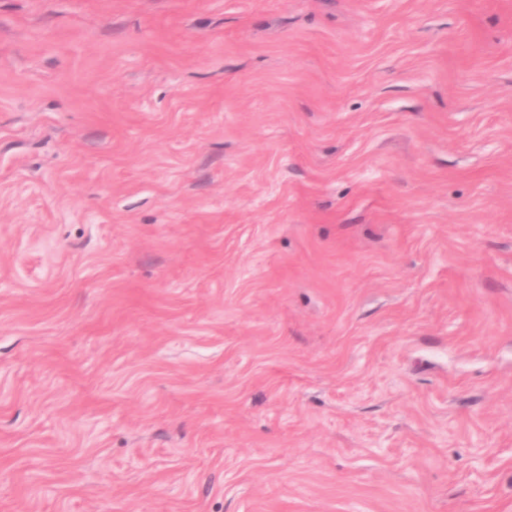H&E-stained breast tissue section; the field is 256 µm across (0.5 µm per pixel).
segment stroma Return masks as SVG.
<instances>
[{
	"mask_svg": "<svg viewBox=\"0 0 512 512\" xmlns=\"http://www.w3.org/2000/svg\"><path fill=\"white\" fill-rule=\"evenodd\" d=\"M0 512H512V0H0Z\"/></svg>",
	"mask_w": 512,
	"mask_h": 512,
	"instance_id": "35a3bbf8",
	"label": "stroma"
}]
</instances>
